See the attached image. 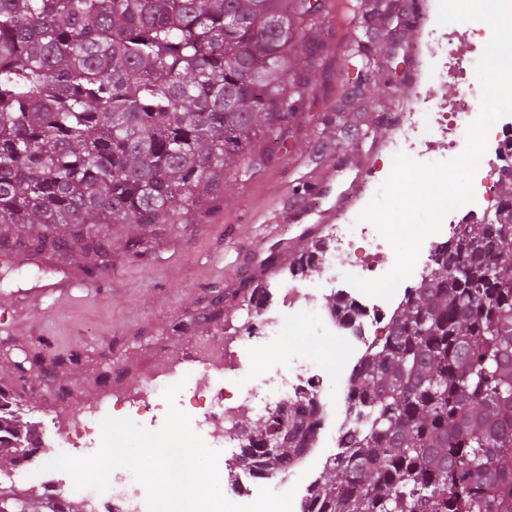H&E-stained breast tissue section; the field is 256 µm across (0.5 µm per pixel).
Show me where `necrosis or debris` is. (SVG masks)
<instances>
[{
    "instance_id": "4bbe7bcc",
    "label": "necrosis or debris",
    "mask_w": 512,
    "mask_h": 512,
    "mask_svg": "<svg viewBox=\"0 0 512 512\" xmlns=\"http://www.w3.org/2000/svg\"><path fill=\"white\" fill-rule=\"evenodd\" d=\"M491 37L489 26L470 24L464 27L444 28L436 23H424L419 52V83L429 87L436 83H457L467 86V93L454 99L435 101L430 97L419 98L417 107L408 112L399 134L390 144L391 153H405L420 158L432 152L435 143H442L449 153L461 154L466 146V132L480 112L481 87L476 78L473 60L464 58L457 45L468 42L485 46ZM512 176V114L500 118L488 133V146L474 177V201L462 209L449 213L442 222L440 232L429 236L421 252L433 256L456 225L488 216L499 206L498 185ZM353 256L350 272L361 278H373L378 269L394 260L391 246L367 222H358L356 213L343 216L334 225L328 245L317 262L327 281L342 286L345 299L360 309L357 319L346 320L331 314L322 305L315 290L304 287L297 280H289L271 295L280 307L294 312L313 309L324 323L330 336L344 337L354 347V359L343 374V384H350L360 369L366 353L377 336L387 334L390 317L407 293L418 286L423 271H413L403 281L391 300L365 295L346 286L336 265L340 254ZM280 315L265 313L260 320L246 319L236 333L237 346L224 349V386L217 394H209L206 387H198L184 395L182 410L191 419V426L206 444L220 450L229 445L243 446L238 432L237 413L241 404H250L256 415L287 405L288 401L306 397L313 399L318 409V422L308 448L293 459L285 469L286 477L303 474L328 463L324 451L340 447L345 433L346 411L351 404L348 395L339 400L324 396V385L329 377L326 370L313 364L289 369L287 375L276 380H255L249 373L246 349L256 339H271L282 331ZM224 482L230 486L236 501L252 503L266 485L263 476L243 466L237 458L224 461ZM67 493H79L86 499L92 512H144L141 484L131 472L112 473L110 487L100 493L92 489L75 490L67 486Z\"/></svg>"
}]
</instances>
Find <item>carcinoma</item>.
I'll list each match as a JSON object with an SVG mask.
<instances>
[{"instance_id": "cac0c4a2", "label": "carcinoma", "mask_w": 512, "mask_h": 512, "mask_svg": "<svg viewBox=\"0 0 512 512\" xmlns=\"http://www.w3.org/2000/svg\"><path fill=\"white\" fill-rule=\"evenodd\" d=\"M317 0H0V251L79 247L107 224H172L305 94L292 53ZM459 225L354 377L358 432L303 512H512V190ZM299 399L239 427L261 475L309 447ZM15 423L0 399V460ZM276 438L279 448L265 447Z\"/></svg>"}]
</instances>
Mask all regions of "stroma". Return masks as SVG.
I'll use <instances>...</instances> for the list:
<instances>
[{"instance_id":"1","label":"stroma","mask_w":512,"mask_h":512,"mask_svg":"<svg viewBox=\"0 0 512 512\" xmlns=\"http://www.w3.org/2000/svg\"><path fill=\"white\" fill-rule=\"evenodd\" d=\"M370 25L374 61L357 68L343 53L357 0H323L319 66L307 72L304 102L288 119L284 143L257 144L226 178L224 193L172 224L145 233L135 224L112 225V250L92 287L64 298L50 288L67 276L83 280L81 252L45 255L32 265L25 254L0 253V387L9 391L21 423L49 442L65 433L76 411L91 409L105 391L146 389L157 363L192 344L220 351L246 315L245 299L260 281L278 286L290 263L311 245L307 227L336 208L362 169L373 171L377 193L392 170L385 149L416 91L404 0ZM344 111H337L340 94ZM275 212L284 223L266 227ZM147 238L138 256L131 245ZM44 353L47 375L24 381L15 369L25 355ZM251 372L261 379L294 360L343 369L350 345L327 335L310 311L287 319L280 336L252 347Z\"/></svg>"}]
</instances>
